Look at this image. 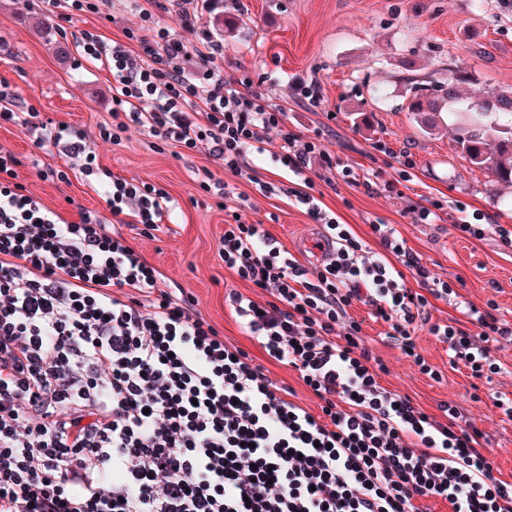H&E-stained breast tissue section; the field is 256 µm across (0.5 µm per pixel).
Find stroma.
I'll use <instances>...</instances> for the list:
<instances>
[{
  "label": "stroma",
  "instance_id": "35a3bbf8",
  "mask_svg": "<svg viewBox=\"0 0 512 512\" xmlns=\"http://www.w3.org/2000/svg\"><path fill=\"white\" fill-rule=\"evenodd\" d=\"M148 0H112V18L77 16L59 36L40 0H0V83L18 95L20 108L34 106L43 120L64 122L83 131L100 165L112 175L142 180L170 193L174 207L159 230L119 225L127 242L166 277L172 291L192 298L207 321L226 341L243 350L254 364L310 411L319 400L290 366L268 358L260 343L235 318L226 300L230 291L253 295L248 282L225 269L219 256L224 226L232 212L269 232L287 249L312 230L304 207L287 193L288 174L272 161L280 136L271 133L264 154H253L258 183L224 170L206 150L175 155L157 138L132 126L121 140L99 137V127L111 122V78L103 68L80 63L74 50L85 30L122 37L124 29L141 26V9ZM236 31L227 34L225 22ZM198 28L224 44L219 71L228 78L250 79L254 91L285 111V126L302 135H319L337 161L362 167L375 177L373 189L351 187L341 178L319 183L324 208L350 224L354 232L375 245L372 227L386 224L400 231L406 246L437 277L448 281L461 301L485 308L495 302L501 322L512 324V247L494 229L483 239H466L452 227L458 212L448 208L431 224L415 221L417 208L430 200H459L493 216L496 224L512 228V186L491 184L488 173L466 161L456 149L455 130L443 123L424 132L406 108L410 90L401 80V60L415 63L419 75L453 64L467 69L472 80L465 95L486 96L512 89V0H486L483 10L473 0H218L203 13ZM318 80L322 101L302 105L295 89ZM383 141L392 155L374 150ZM0 146L20 161L19 180L47 206L68 220L80 209L108 215L103 197L88 187L68 158L58 156L50 141H37L25 128L0 126ZM415 162L404 172L399 152ZM66 171L67 179L42 180L43 165ZM228 185L225 201L201 188L208 178ZM264 182L277 189L268 194ZM247 207H240V196ZM455 305L435 301L429 323L417 324L419 352L439 371V379L421 374L410 358L386 336V323L375 320L368 306L354 305L350 316L361 327L364 345L386 371L381 383L409 397L429 415L439 406H459L481 433L502 479L512 481V420L499 401L512 400V343L493 346L499 369L472 377L463 361L452 359L445 344L429 332L430 323L457 316Z\"/></svg>",
  "mask_w": 512,
  "mask_h": 512
}]
</instances>
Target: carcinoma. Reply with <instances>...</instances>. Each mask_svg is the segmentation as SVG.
<instances>
[{
    "label": "carcinoma",
    "instance_id": "1",
    "mask_svg": "<svg viewBox=\"0 0 512 512\" xmlns=\"http://www.w3.org/2000/svg\"><path fill=\"white\" fill-rule=\"evenodd\" d=\"M401 65L411 85L408 111L424 130L433 129L438 116L447 113L458 121L455 143L463 158L490 173L495 182L512 185V92L468 101L460 90L470 79L467 70L443 67L420 81L411 75L412 61L403 60Z\"/></svg>",
    "mask_w": 512,
    "mask_h": 512
}]
</instances>
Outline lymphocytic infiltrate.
<instances>
[{
    "instance_id": "f902f5d3",
    "label": "lymphocytic infiltrate",
    "mask_w": 512,
    "mask_h": 512,
    "mask_svg": "<svg viewBox=\"0 0 512 512\" xmlns=\"http://www.w3.org/2000/svg\"><path fill=\"white\" fill-rule=\"evenodd\" d=\"M142 19L143 35L85 30L76 40L80 57L112 77V120L99 134L115 140L134 124L181 150L207 147L250 180L249 151L282 129L273 159L335 240V259L309 273L240 220L225 225L219 254L263 293L230 292L237 318L271 360L299 371L321 411L282 394L112 232L114 222L157 229L172 198L105 172L85 134L61 123L53 146L94 178L112 218L83 210L65 219L27 191L16 155L0 147V512H423L429 498L448 512H512V482L496 477L460 409L442 405L439 421L384 387L383 364L348 320L353 304L371 306L388 338L435 380L411 333L454 288L397 229L373 225V252L323 208L317 182L336 174L368 188L370 177L337 165L319 138L285 131L284 110L261 93L217 75L221 42L203 30L186 41L148 11ZM190 56L198 75L182 66ZM315 157L316 179L307 174ZM409 274L420 291L407 288ZM430 332L478 377L497 368L491 343H512V326L473 306Z\"/></svg>"
}]
</instances>
